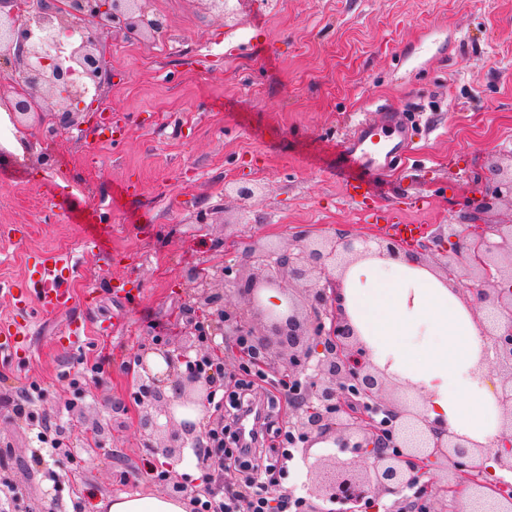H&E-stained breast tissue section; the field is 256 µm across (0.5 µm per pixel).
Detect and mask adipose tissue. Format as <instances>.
Wrapping results in <instances>:
<instances>
[{"mask_svg": "<svg viewBox=\"0 0 512 512\" xmlns=\"http://www.w3.org/2000/svg\"><path fill=\"white\" fill-rule=\"evenodd\" d=\"M341 296L368 359L422 395L431 421L478 445L476 462L498 446L500 382L487 367L480 313L419 258L368 255L341 277ZM105 512H186L167 495L123 494Z\"/></svg>", "mask_w": 512, "mask_h": 512, "instance_id": "adipose-tissue-1", "label": "adipose tissue"}]
</instances>
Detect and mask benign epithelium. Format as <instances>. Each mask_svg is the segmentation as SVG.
I'll return each instance as SVG.
<instances>
[{
	"label": "benign epithelium",
	"instance_id": "benign-epithelium-1",
	"mask_svg": "<svg viewBox=\"0 0 512 512\" xmlns=\"http://www.w3.org/2000/svg\"><path fill=\"white\" fill-rule=\"evenodd\" d=\"M203 2L226 21L236 15L233 0ZM90 26L144 38L155 35L161 21L150 17L143 0H69L65 8L32 0L26 20L14 0L0 3V73L9 87L7 92L0 89V101L8 105L15 127L40 123L48 113L60 128H83L82 116L98 101L89 88L101 87L100 42L93 36L71 42L63 64L50 57L46 40L35 31L69 37ZM508 158L506 166L492 165L493 178L469 202L468 222L450 224L438 234L435 252L441 256L438 270L461 288L465 299L508 318L505 325L490 324L484 335L504 371L496 462L512 472V219H491L500 205L512 207V154ZM400 249L388 238L341 232L301 238L288 246L257 238L243 260L226 262L203 278L197 271L190 273L191 308L213 309L214 321L200 323L175 349L159 351L167 364L163 372L150 371V350H142L139 362L146 375L139 382L138 427L145 443L153 446L161 434L167 452L203 446L196 423L178 422L174 412L209 401L212 379L191 364V353L202 359L200 337L229 331L248 340L245 354L252 362L260 367L276 362L282 369L289 390L288 433L303 451L334 435L341 447L362 458L358 470L331 457L315 461L319 499L359 505L395 495L405 502L404 512H435L430 504L439 493L453 500L464 493L484 506L483 512H512V482L488 479V472L471 462L468 441L430 422L415 401L385 396V378L366 359L340 307L335 274L356 257L373 252L394 256ZM216 282L232 284L240 303L224 302L214 289ZM269 289L279 291L284 301L266 304L263 292ZM440 468L451 469L455 479L437 485L430 474Z\"/></svg>",
	"mask_w": 512,
	"mask_h": 512
}]
</instances>
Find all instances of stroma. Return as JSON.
<instances>
[{"instance_id":"stroma-1","label":"stroma","mask_w":512,"mask_h":512,"mask_svg":"<svg viewBox=\"0 0 512 512\" xmlns=\"http://www.w3.org/2000/svg\"><path fill=\"white\" fill-rule=\"evenodd\" d=\"M154 37L111 36L100 103L78 139L0 118V323L24 321L12 290L43 251L70 255V306L30 322L28 356L0 360V491L10 512H99L121 494L164 493L149 464L203 492L198 450L159 463L136 427L134 357L176 346L198 317L191 269L239 260L254 237L282 245L334 232L380 236L337 171L355 125L391 108L405 158L370 175L380 212L425 232L460 223L472 189L512 153V0H277L224 23L203 0H156ZM248 179L255 198L225 193ZM99 217L85 228L82 212ZM112 251L83 250L85 232ZM98 361L87 375L84 362ZM83 375L80 390L69 388ZM30 414L8 413L30 383ZM56 430L59 449L42 446ZM101 434L104 448L87 439Z\"/></svg>"}]
</instances>
